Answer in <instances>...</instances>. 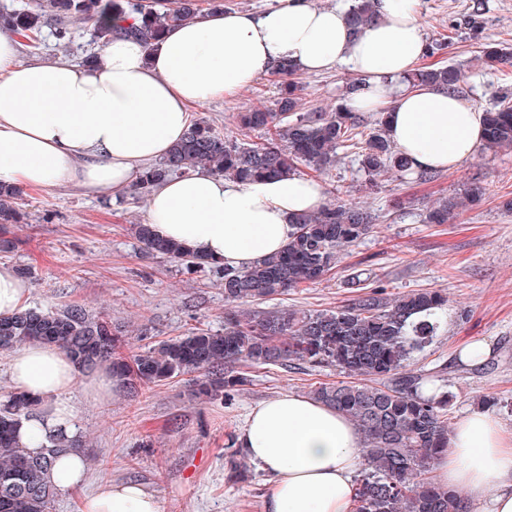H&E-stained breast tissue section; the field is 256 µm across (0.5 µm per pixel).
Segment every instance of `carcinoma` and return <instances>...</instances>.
Listing matches in <instances>:
<instances>
[{"label":"carcinoma","instance_id":"cac0c4a2","mask_svg":"<svg viewBox=\"0 0 512 512\" xmlns=\"http://www.w3.org/2000/svg\"><path fill=\"white\" fill-rule=\"evenodd\" d=\"M114 12L134 15L140 23L116 30L110 21ZM197 14V0H37L32 7L0 10V28L36 47L51 19L56 38L70 39L66 21L73 19L84 24L103 49L116 35L151 47L168 27ZM348 15L353 30L360 31L375 20L373 0H354ZM480 60L490 69L512 66V47L488 46ZM274 74L282 79L277 111L256 106L239 113L241 127L263 131L264 141L229 139L208 122L196 120L169 155L144 169L139 189L146 191L198 166L242 181L294 174L300 165L327 172L338 163L340 149L356 151L360 171L371 182L411 170L388 139L383 114L367 117L348 106L344 97L331 112H302L296 70L281 63ZM464 80L453 64H434L409 74L413 83L450 93L460 92ZM484 122L486 148L511 150L512 100L505 97L484 110ZM482 193L483 188L472 183L457 196L443 197L426 212L424 222L446 224ZM20 197L19 188L0 185V251L13 247L6 237L8 225L23 222ZM374 221L362 206L330 200L320 210L296 218L295 231L281 252L245 269L191 253L147 224L136 225L135 236L143 252L166 257L190 273L205 267L222 271L225 301L243 305L321 279L347 248L372 232ZM349 284L359 294L336 309H233L225 314L221 331L195 327L136 352L129 351L107 314L93 315L79 305L61 311L29 307L0 316V351L23 343L55 345L83 370L108 366L131 389L187 376L195 396L208 401L247 385L250 379L243 367L335 366L351 380L322 384L312 395L351 417L366 440L357 512H457L455 494L432 478L437 456L448 449V396H422L421 375L411 369L416 354L436 335L447 299L427 290L391 299L369 288L358 274ZM34 407L18 392L0 403V512H50L56 489L46 476L57 454L85 448L81 436L53 438L37 454L20 447L17 430Z\"/></svg>","mask_w":512,"mask_h":512}]
</instances>
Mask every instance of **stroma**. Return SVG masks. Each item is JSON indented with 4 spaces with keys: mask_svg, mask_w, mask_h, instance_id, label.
Returning <instances> with one entry per match:
<instances>
[{
    "mask_svg": "<svg viewBox=\"0 0 512 512\" xmlns=\"http://www.w3.org/2000/svg\"><path fill=\"white\" fill-rule=\"evenodd\" d=\"M476 1L482 27L474 34L466 21ZM419 13L426 40L450 38L440 60L464 72V99L486 109L512 96V67L488 70L478 59L482 44L512 45V0H420ZM72 31L67 45L48 30L39 48L19 42L18 62H82L94 49L90 33L79 24ZM354 80L345 66L302 75L304 110L332 111ZM277 96L275 81L266 77L235 96L195 107L194 115L225 137L257 142L260 132L241 133L236 115L253 104L274 107ZM318 179L326 199L363 206L377 215V224L320 281L263 302V309L308 312L344 305L354 297L347 281L357 272L390 298L422 289L442 292L448 299L445 323L413 364L424 377L422 387L447 394L449 423L487 410L512 435V210L506 207L512 200V152L485 149L428 180L414 171L374 184L346 154ZM473 182L485 192L480 205L462 207L450 224L424 223L427 207ZM147 201V193L132 186L116 196L66 184L25 191L27 218L11 226L15 247L0 252V263L30 268L28 306L62 309L78 303L89 313H107L133 348L194 327L223 328L219 274H188L178 263L140 251L132 228L146 223ZM473 339L490 347L478 365L457 356ZM250 378L249 385L213 402L192 397L182 377L143 386L134 395L122 388L103 402L73 388L69 397L91 457L89 479L76 491L58 493L52 512H78L81 499L102 480L142 484L162 512H264L268 476L250 462L246 479H231L230 436L260 401L307 395L344 375L333 366L268 365L251 370Z\"/></svg>",
    "mask_w": 512,
    "mask_h": 512,
    "instance_id": "obj_1",
    "label": "stroma"
}]
</instances>
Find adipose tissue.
Returning <instances> with one entry per match:
<instances>
[{"label": "adipose tissue", "mask_w": 512, "mask_h": 512, "mask_svg": "<svg viewBox=\"0 0 512 512\" xmlns=\"http://www.w3.org/2000/svg\"><path fill=\"white\" fill-rule=\"evenodd\" d=\"M418 0H375L378 18L353 32L342 8L276 0L261 13H205L170 26L154 51L117 37L98 66L16 62V38L0 30V183L49 190L73 183L120 193L167 155L191 124L190 109L236 94L286 62L319 73L350 65L349 105L388 118L390 140L416 170H452L484 144V114L459 96L407 77L421 60ZM322 184L291 175L241 181L195 169L153 187L147 217L160 236L230 268L285 248L293 221L317 209ZM8 373L43 410L23 421L20 444L39 451L49 436H78L68 395L81 385L105 401L118 380L86 372L63 350L24 343ZM235 444L269 476L265 512H355L354 475L365 440L347 416L313 398L282 394L253 406ZM462 512L478 503L512 512V436L487 411L466 413L433 469ZM79 512H161L142 485L105 482Z\"/></svg>", "instance_id": "adipose-tissue-1"}]
</instances>
